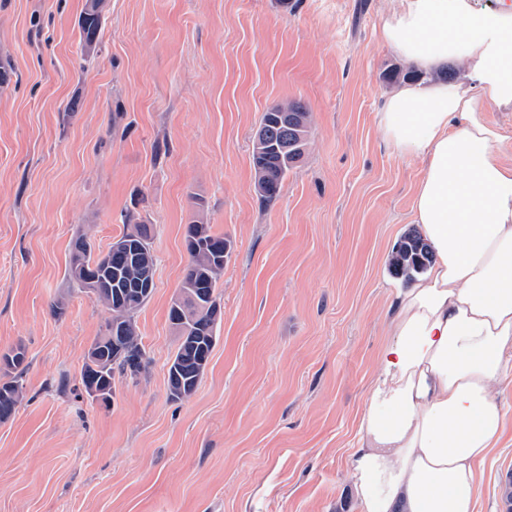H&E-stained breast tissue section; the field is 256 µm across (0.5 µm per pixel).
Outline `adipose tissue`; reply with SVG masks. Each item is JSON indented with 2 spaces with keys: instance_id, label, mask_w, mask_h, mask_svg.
I'll return each instance as SVG.
<instances>
[{
  "instance_id": "ef3b65f1",
  "label": "adipose tissue",
  "mask_w": 512,
  "mask_h": 512,
  "mask_svg": "<svg viewBox=\"0 0 512 512\" xmlns=\"http://www.w3.org/2000/svg\"><path fill=\"white\" fill-rule=\"evenodd\" d=\"M379 41L418 73L378 114L387 145L423 163L411 217L430 271L398 291L350 455L358 512H476L478 468L503 433L512 377V0H390ZM461 63L452 82L434 73Z\"/></svg>"
}]
</instances>
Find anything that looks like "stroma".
Listing matches in <instances>:
<instances>
[{"label": "stroma", "mask_w": 512, "mask_h": 512, "mask_svg": "<svg viewBox=\"0 0 512 512\" xmlns=\"http://www.w3.org/2000/svg\"><path fill=\"white\" fill-rule=\"evenodd\" d=\"M84 3L0 0V351L28 352L0 423V512H357L349 457L421 174L378 126L399 63L373 33L388 0H108L91 53ZM286 99L308 106L311 143L264 207L254 136ZM130 210L156 258L137 315L149 367L104 407L81 370L108 313L65 269L77 235L107 251ZM198 219L232 244L223 317L196 392L173 401L168 314ZM495 395L477 512H504L512 471V380Z\"/></svg>", "instance_id": "35a3bbf8"}]
</instances>
